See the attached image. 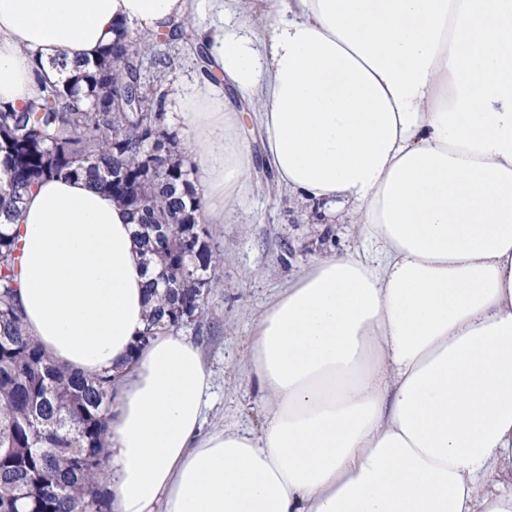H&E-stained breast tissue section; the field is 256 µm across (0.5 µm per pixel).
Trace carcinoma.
<instances>
[{
    "label": "carcinoma",
    "mask_w": 512,
    "mask_h": 512,
    "mask_svg": "<svg viewBox=\"0 0 512 512\" xmlns=\"http://www.w3.org/2000/svg\"><path fill=\"white\" fill-rule=\"evenodd\" d=\"M146 44L119 35L102 58L43 82L23 110L0 109V215L12 218L41 177L86 174L137 216L157 298L137 345L204 317L217 287L192 169L176 157L164 96L141 83ZM127 85L129 98L112 96ZM16 239L0 230V512H108L102 477L118 381L65 370L28 335L17 298Z\"/></svg>",
    "instance_id": "obj_1"
}]
</instances>
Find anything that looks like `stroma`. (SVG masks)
<instances>
[{
  "label": "stroma",
  "mask_w": 512,
  "mask_h": 512,
  "mask_svg": "<svg viewBox=\"0 0 512 512\" xmlns=\"http://www.w3.org/2000/svg\"><path fill=\"white\" fill-rule=\"evenodd\" d=\"M134 36L149 45L142 77L164 93L167 123L182 132L176 120L178 94L204 72L182 42L139 30ZM245 135L255 157L253 192L223 223L210 225L220 286L206 299V319L181 330L199 345L212 377L203 424L207 432L234 425L260 432L261 393L247 366L259 318L318 256L350 252L360 245L354 225L329 222L277 184L261 160L262 133L256 119L248 120Z\"/></svg>",
  "instance_id": "stroma-1"
}]
</instances>
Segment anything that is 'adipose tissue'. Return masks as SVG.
<instances>
[{"label":"adipose tissue","mask_w":512,"mask_h":512,"mask_svg":"<svg viewBox=\"0 0 512 512\" xmlns=\"http://www.w3.org/2000/svg\"><path fill=\"white\" fill-rule=\"evenodd\" d=\"M0 0V107L95 61L120 26L198 25L220 82L181 123L211 223L254 166L226 94L259 103L280 185L360 249L316 258L257 323L260 433L203 432L212 379L177 332L134 350L150 275L135 215L46 178L0 230L30 333L123 371L112 512H512V0Z\"/></svg>","instance_id":"obj_1"}]
</instances>
